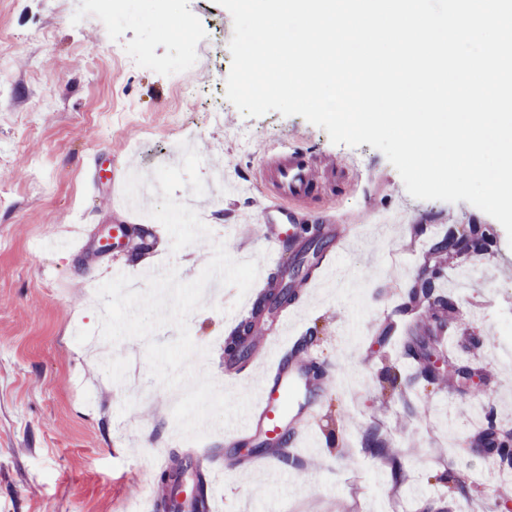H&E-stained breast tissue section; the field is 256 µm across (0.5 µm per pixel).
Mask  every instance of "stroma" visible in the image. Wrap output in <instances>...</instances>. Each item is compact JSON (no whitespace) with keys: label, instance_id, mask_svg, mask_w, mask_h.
<instances>
[{"label":"stroma","instance_id":"obj_1","mask_svg":"<svg viewBox=\"0 0 512 512\" xmlns=\"http://www.w3.org/2000/svg\"><path fill=\"white\" fill-rule=\"evenodd\" d=\"M196 20L197 41L170 35L168 20ZM230 13L216 0H129L120 13L103 0H0V512H146L148 475L160 455L195 454L223 476L217 512H497L500 468L492 455L467 451L475 403L512 423V243L501 224L461 201L417 200L385 155L370 145L332 143L322 128L273 111L247 117L226 97L231 69ZM212 54L209 80L188 91L196 43ZM149 58L134 65L132 54ZM223 110L211 124L212 108ZM206 149L181 153L183 127ZM289 145L337 162L340 177L309 203L331 207L359 226L361 243L338 260L344 287L325 278L302 311V335L324 372L314 437L293 449L294 468L277 481L235 472L224 432L180 437L173 417L179 393L154 380L140 339L111 345L98 331L96 290L120 274L140 277L150 264L177 267L194 280L214 243L236 260L261 258V160ZM100 159L128 182L151 171L164 188L152 223L117 205L106 184L89 186ZM223 189L210 188L212 170ZM146 224L150 247L101 253L94 246L113 224ZM84 225L87 248L66 251L61 238ZM488 229L468 256L473 281L461 286V261L430 255L449 225ZM437 270L455 311L422 300L397 308L409 284ZM234 287L205 294L188 319L193 342L208 348L198 370L224 381V346ZM452 333L447 371L411 382L407 346H436ZM474 363L487 377L463 388L455 369ZM374 433L385 455L369 454ZM466 481L467 495L456 491Z\"/></svg>","mask_w":512,"mask_h":512}]
</instances>
